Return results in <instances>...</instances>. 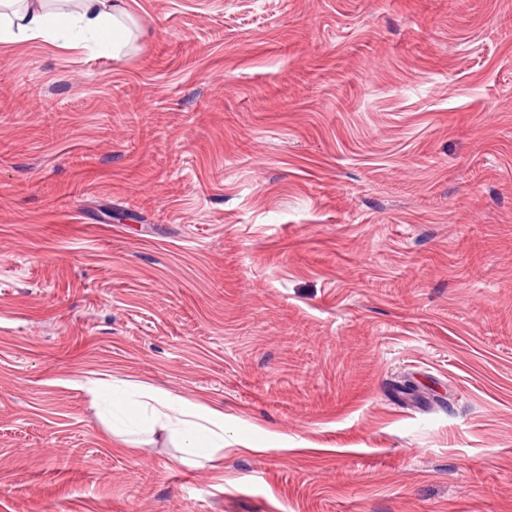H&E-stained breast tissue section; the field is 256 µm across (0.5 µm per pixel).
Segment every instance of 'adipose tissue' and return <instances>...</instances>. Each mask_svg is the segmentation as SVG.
<instances>
[{"label":"adipose tissue","instance_id":"1","mask_svg":"<svg viewBox=\"0 0 512 512\" xmlns=\"http://www.w3.org/2000/svg\"><path fill=\"white\" fill-rule=\"evenodd\" d=\"M129 17L125 0H0V45L41 40L71 49L95 44L117 52ZM82 387L112 433L160 426L180 439L181 462L188 466L224 454V412L217 407L119 379H88Z\"/></svg>","mask_w":512,"mask_h":512}]
</instances>
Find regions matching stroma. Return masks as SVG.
Masks as SVG:
<instances>
[{
    "instance_id": "stroma-1",
    "label": "stroma",
    "mask_w": 512,
    "mask_h": 512,
    "mask_svg": "<svg viewBox=\"0 0 512 512\" xmlns=\"http://www.w3.org/2000/svg\"><path fill=\"white\" fill-rule=\"evenodd\" d=\"M127 3L0 46V512H512V0ZM81 387L112 435L146 424L159 425L181 440L183 465L213 462L224 456V412L217 407L114 378L87 379Z\"/></svg>"
}]
</instances>
